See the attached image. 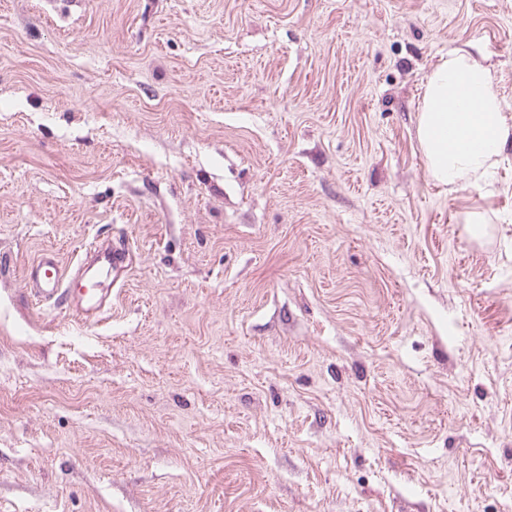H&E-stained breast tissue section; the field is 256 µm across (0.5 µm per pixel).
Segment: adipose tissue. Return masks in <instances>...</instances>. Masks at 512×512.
<instances>
[{
    "label": "adipose tissue",
    "instance_id": "1",
    "mask_svg": "<svg viewBox=\"0 0 512 512\" xmlns=\"http://www.w3.org/2000/svg\"><path fill=\"white\" fill-rule=\"evenodd\" d=\"M417 139L432 178L449 187L479 184L512 143L491 71L468 50H449L426 75Z\"/></svg>",
    "mask_w": 512,
    "mask_h": 512
}]
</instances>
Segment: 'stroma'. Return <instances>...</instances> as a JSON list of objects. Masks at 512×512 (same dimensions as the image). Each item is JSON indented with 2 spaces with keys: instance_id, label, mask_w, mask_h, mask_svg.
<instances>
[{
  "instance_id": "35a3bbf8",
  "label": "stroma",
  "mask_w": 512,
  "mask_h": 512,
  "mask_svg": "<svg viewBox=\"0 0 512 512\" xmlns=\"http://www.w3.org/2000/svg\"><path fill=\"white\" fill-rule=\"evenodd\" d=\"M454 47L512 121V0H0V512H512V146L448 189L416 135ZM96 239L104 319L36 303ZM84 254L85 257L92 254L98 268L107 276L113 274L114 280L119 272L127 271L133 261L131 250L126 245L103 247L92 242L85 248Z\"/></svg>"
}]
</instances>
